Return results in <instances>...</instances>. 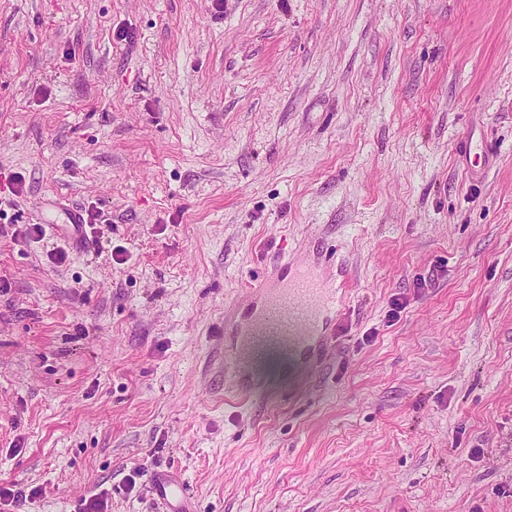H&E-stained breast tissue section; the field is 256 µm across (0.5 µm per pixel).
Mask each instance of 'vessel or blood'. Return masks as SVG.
Here are the masks:
<instances>
[{
    "label": "vessel or blood",
    "mask_w": 512,
    "mask_h": 512,
    "mask_svg": "<svg viewBox=\"0 0 512 512\" xmlns=\"http://www.w3.org/2000/svg\"><path fill=\"white\" fill-rule=\"evenodd\" d=\"M326 262L323 254L311 262H285L252 287L254 320L232 326L251 354L276 346L302 355L310 367L323 359L329 343L330 319L345 302L344 294L323 276ZM224 372L235 377L240 392L257 391V384L238 359L226 358ZM152 487L165 512H195L180 477L164 470L155 472Z\"/></svg>",
    "instance_id": "vessel-or-blood-1"
}]
</instances>
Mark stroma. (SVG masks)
Masks as SVG:
<instances>
[{"label": "stroma", "mask_w": 512, "mask_h": 512, "mask_svg": "<svg viewBox=\"0 0 512 512\" xmlns=\"http://www.w3.org/2000/svg\"><path fill=\"white\" fill-rule=\"evenodd\" d=\"M11 175L0 512H158L166 465L196 512H512V0H0ZM322 239V364L239 393L225 320Z\"/></svg>", "instance_id": "35a3bbf8"}]
</instances>
